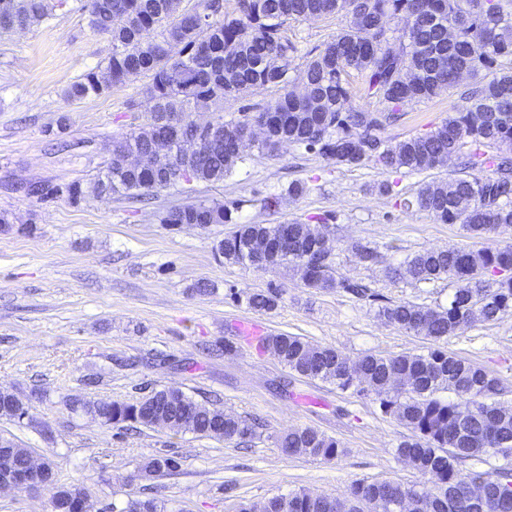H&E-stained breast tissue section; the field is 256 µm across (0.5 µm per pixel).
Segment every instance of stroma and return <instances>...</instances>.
<instances>
[{
  "mask_svg": "<svg viewBox=\"0 0 512 512\" xmlns=\"http://www.w3.org/2000/svg\"><path fill=\"white\" fill-rule=\"evenodd\" d=\"M80 5L67 0L49 22L0 32V212L14 222L0 230V388L27 398L30 413L20 423L0 418V437L49 458L58 482L84 488L98 510L125 506L131 493L158 498L167 512H237L240 504L260 505L299 489L340 499L357 479L422 483L394 456L405 428L381 416L373 399L290 378L238 327L252 322L352 359L420 353L427 340L384 323L368 301L343 291L303 287L299 275L285 269L265 273L224 261L214 246L231 225L172 228L155 213L202 197L239 203L237 218L246 224L328 214L325 231L337 247L339 274L394 300L444 305L448 283L395 284L386 269L423 248L468 244L461 225L437 223L400 204L423 183L447 177V169L399 175L397 195H382L374 190L388 178L381 167H340L288 146L274 157L250 151L223 182L169 190L147 208L127 199L91 196L73 204L63 196L26 197L16 187L31 180L90 182L113 137L145 120L124 108L147 83L143 74L99 96L65 99V90L103 66L112 51L107 36L89 28ZM459 101L455 89L406 106L384 135L398 141L430 131ZM296 180L308 182L309 193L286 197ZM270 194L283 197L278 212L262 205ZM355 242L381 247L379 261L360 262ZM202 279L213 293L194 292ZM272 286L282 293L277 310L247 307V294ZM228 343L233 351H225ZM447 349L495 373L512 404V315L474 322L450 337ZM166 386L197 400L218 396L224 412L258 423L257 438L241 449L191 433L126 431L65 405L75 395L131 402L142 389ZM304 426L338 439L344 455L324 460L283 453L282 433ZM168 452L179 454V474L145 476L144 462Z\"/></svg>",
  "mask_w": 512,
  "mask_h": 512,
  "instance_id": "stroma-1",
  "label": "stroma"
}]
</instances>
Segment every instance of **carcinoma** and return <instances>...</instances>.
Instances as JSON below:
<instances>
[{
  "instance_id": "carcinoma-1",
  "label": "carcinoma",
  "mask_w": 512,
  "mask_h": 512,
  "mask_svg": "<svg viewBox=\"0 0 512 512\" xmlns=\"http://www.w3.org/2000/svg\"><path fill=\"white\" fill-rule=\"evenodd\" d=\"M66 0H0V31L43 22ZM90 27L108 36L112 54L104 68L91 70L65 92L68 101L100 95L138 74L149 77L129 112L146 122L112 140L109 160L90 186L64 187L35 181L26 195L49 201L64 195L77 204L86 196L158 198L191 183L224 181L243 155V134L264 128L259 153L276 155L301 147L338 166L373 164L387 173H422L448 167L455 177L424 184L403 200L407 209L426 211L441 224H460L477 240L473 246L424 248L388 269L392 280L452 284L448 305L393 301L361 281L336 274L328 238L316 228L332 216L286 219L279 224H239L234 205L196 200L158 214L161 224L205 229L233 224L217 250L229 263L257 271L300 273L307 288L341 289L377 304L385 323L431 342L424 353H366L356 360L331 346L285 333L265 337L289 373L321 380L341 391L374 396L380 412L408 431L395 448L397 461L428 478L430 486L390 480L357 479L344 498L291 492L269 498L261 512H404L403 499L422 498L423 512H512V406L499 402L501 380L450 352L444 343L475 320L493 323L512 315V242L496 232L512 225V0H85ZM340 15L344 24L330 40L301 49L288 37L291 20ZM407 18L392 34L390 21ZM470 82L463 103L434 130L391 142L385 126L403 107L430 101L458 86V73ZM362 74V83L351 80ZM301 85L306 93H296ZM274 88L262 107L244 106L224 119V103L244 93ZM356 95L372 109L356 108ZM213 110L205 133L195 110ZM134 154L153 156V165H130ZM275 288L247 296L258 312L275 311ZM68 409L97 418L105 426L171 430L244 445L257 436L254 422L197 401L178 387L151 390L148 400L98 401L70 398ZM26 404L0 391V418L22 421ZM293 455L333 460L345 453L340 441L311 427L288 430L279 439ZM505 465H493L490 459ZM487 465L479 469L474 463ZM26 449L0 447V470H24ZM181 468L172 454L149 458L150 475ZM54 512H71L83 489L54 483Z\"/></svg>"
}]
</instances>
